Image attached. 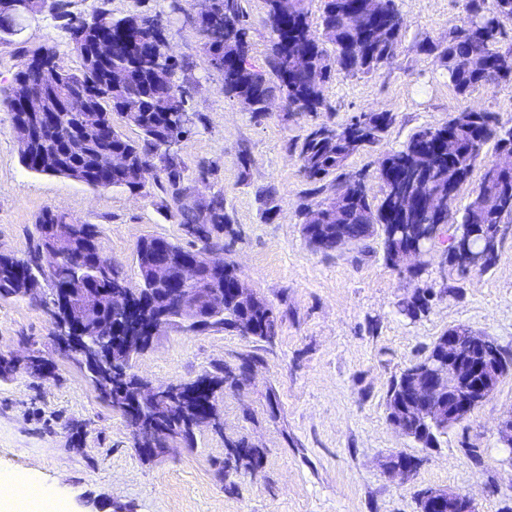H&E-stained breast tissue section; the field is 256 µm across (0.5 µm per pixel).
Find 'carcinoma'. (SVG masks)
Instances as JSON below:
<instances>
[{"label":"carcinoma","instance_id":"obj_1","mask_svg":"<svg viewBox=\"0 0 512 512\" xmlns=\"http://www.w3.org/2000/svg\"><path fill=\"white\" fill-rule=\"evenodd\" d=\"M31 9L43 11L48 0H28ZM271 35L267 57L268 70L252 63L248 22L240 0H214L213 9L195 19L203 47L214 68L224 76V93L251 102L248 112L261 118L269 111V102L278 98L286 111L316 113L325 107V85L332 68L349 74H372L392 59L401 46L402 19L397 0H376L375 13L365 17L363 25L351 28L346 19L352 12H363L367 0H322L318 22H313L306 0H264ZM484 0H464L465 16L448 41L428 42L424 51L435 53L444 63L448 77L457 91L467 94L479 87L512 83V48L505 47L507 33L502 19H512V0H494L489 11ZM56 16L66 20L73 50L82 66L73 71L57 60L65 74L64 81L50 84L45 76L22 66L16 79L34 87L49 86L56 97L70 89L81 88L90 100L83 112H59V134L81 137V152L67 156L74 170H64L42 161L60 152L63 142L53 138L42 140L28 152H20L26 169L61 177H79L94 189L125 188L137 193L147 179L163 173L167 179L175 215L192 243L184 247L168 242V259L196 252L224 248V237L234 236L230 217L224 211V198L214 196L204 203L184 202L183 167L165 146L191 131L193 119L177 85L176 74L181 65L165 53L166 42L154 37L161 14L135 13L120 18L103 7L87 16H73L65 4L51 6ZM111 39L109 55L104 60L90 58L83 47L101 39ZM477 55L481 63L474 69L461 71L459 58ZM136 128L141 140L125 137L116 120ZM394 122L389 112H362L335 127L324 123L312 125L298 145V159L307 180L318 183L336 175L335 197L318 209L319 218L304 226L309 242L323 251L333 250L336 243L363 242L381 231L384 258L391 265L412 247L430 248L442 232L443 223L423 210L432 196L456 193L468 181L474 168L482 162L484 146L496 140L497 150L512 149V125L498 121L492 112L464 109L439 127L416 131L402 149L385 154L379 164L378 179L381 199L375 201L363 187L364 177L351 178L345 167L354 154L379 145ZM123 153L128 167L107 171L108 156ZM481 203H469L456 225L453 237L469 236L477 248L487 240L498 239L499 225L512 216V205L503 200L512 194V175L498 173L492 163L484 164L478 185ZM72 224L76 227L73 247L48 276L52 286L72 284L77 267H85L84 279L95 288L126 286L131 299L137 290L145 289L149 239L136 247L138 288L129 286L124 273L112 265L110 281L99 279L102 254L100 231L94 224L45 210L37 220V240L25 260L0 254V300L34 299L19 273L37 272L34 266L39 249L49 244L48 225ZM239 274L231 263L224 271L211 274V279L224 295V315L210 322L213 330L244 328L250 338L267 342L278 334L280 318L274 307L258 298L254 309L242 312L234 302L233 289ZM429 289H419L404 305L403 312L417 318L429 310ZM136 355L113 368L112 374L89 377L91 384L113 408L122 412L133 426L135 435L151 436L153 447L166 448L173 439L157 431L155 414L125 411L123 401L135 396L143 380L133 372ZM252 358L244 359L236 369L220 370L222 381L239 387L246 382V369ZM407 373H402L389 389L388 410L398 411V398L404 390ZM161 412L169 423L185 420L181 394L162 402ZM262 467L260 452L241 441L233 446L224 461V482L235 487L234 477L245 471L252 474Z\"/></svg>","mask_w":512,"mask_h":512}]
</instances>
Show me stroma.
Returning <instances> with one entry per match:
<instances>
[{"mask_svg": "<svg viewBox=\"0 0 512 512\" xmlns=\"http://www.w3.org/2000/svg\"><path fill=\"white\" fill-rule=\"evenodd\" d=\"M69 2L77 16L103 5L116 17L147 9L168 18L166 36L183 65L177 82L194 116L190 133L172 147L186 168L187 198L223 194L236 230L224 259L273 305L280 327L269 343L229 330L159 336L134 368L155 385L186 382L219 365L234 368L247 357L256 368L245 385L225 386L218 402L222 432L197 431L194 445L179 443L147 460L126 418L60 349L48 310L27 299L0 300V354L23 357L37 349L55 365L48 376L0 379V472L38 480L64 512H97L101 502L132 512H420L418 495L432 488L468 494L478 512H512V450L497 433L512 409V369L491 398L431 448L402 436L387 409L392 382L451 328L489 337L512 356V217L500 226L495 263L463 277L446 263L450 226L415 275L386 263L378 235L325 253L309 243L303 221L326 195L314 191L294 149L312 124L393 113L379 147L348 161L349 171L366 173L376 195L381 154L401 149L415 131L440 126L467 107L512 124V84L460 95L436 55L420 48L461 24L462 0H398L402 45L393 59L370 75L337 71L318 114L291 116L278 106L259 119L225 96L224 76L192 24L194 0ZM38 45L80 69L62 20L46 10L0 39V90L13 88ZM266 187L279 205L272 218L259 198ZM46 209L97 225L104 253L132 279L141 238L189 241L160 181L134 194L27 170L0 100V254L25 258ZM420 287L432 288L431 308L412 319L402 308ZM239 440L260 450L263 467L240 474L229 492L219 472L229 442ZM396 449L419 461L410 479L385 468Z\"/></svg>", "mask_w": 512, "mask_h": 512, "instance_id": "obj_1", "label": "stroma"}]
</instances>
